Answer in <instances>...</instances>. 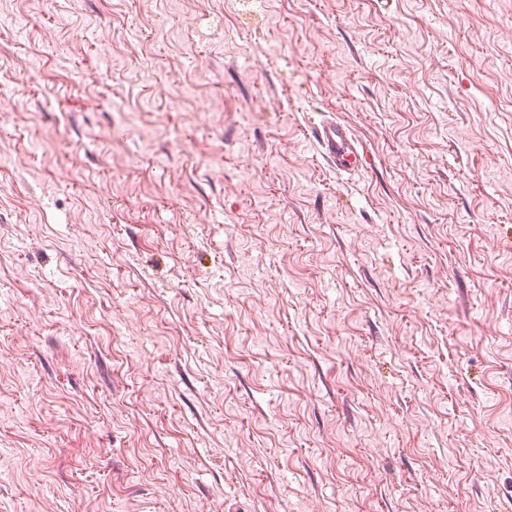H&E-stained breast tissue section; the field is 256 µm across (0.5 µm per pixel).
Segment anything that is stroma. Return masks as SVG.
I'll list each match as a JSON object with an SVG mask.
<instances>
[{"instance_id":"stroma-1","label":"stroma","mask_w":512,"mask_h":512,"mask_svg":"<svg viewBox=\"0 0 512 512\" xmlns=\"http://www.w3.org/2000/svg\"><path fill=\"white\" fill-rule=\"evenodd\" d=\"M0 512H512V0H0ZM328 162L339 170H351L362 167L366 160L361 153L350 129L340 122H330L319 127L314 134Z\"/></svg>"}]
</instances>
